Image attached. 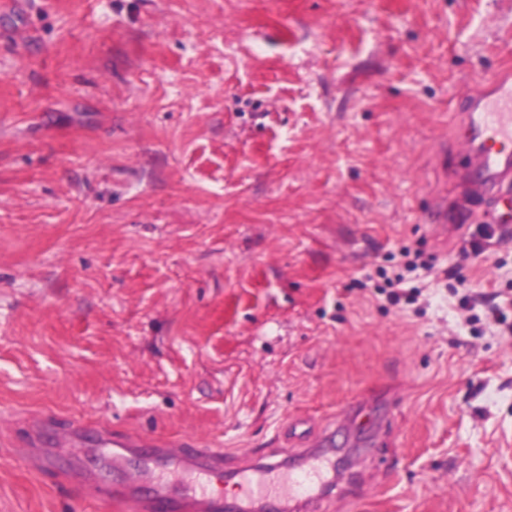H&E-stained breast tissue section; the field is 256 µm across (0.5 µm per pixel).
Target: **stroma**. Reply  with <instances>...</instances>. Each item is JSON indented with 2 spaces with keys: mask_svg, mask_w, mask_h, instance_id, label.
<instances>
[{
  "mask_svg": "<svg viewBox=\"0 0 512 512\" xmlns=\"http://www.w3.org/2000/svg\"><path fill=\"white\" fill-rule=\"evenodd\" d=\"M13 2L0 512H100L73 448L18 463L29 414L259 453L370 394L328 512H512V307H462L512 298V243L463 254L447 177L512 0Z\"/></svg>",
  "mask_w": 512,
  "mask_h": 512,
  "instance_id": "stroma-1",
  "label": "stroma"
}]
</instances>
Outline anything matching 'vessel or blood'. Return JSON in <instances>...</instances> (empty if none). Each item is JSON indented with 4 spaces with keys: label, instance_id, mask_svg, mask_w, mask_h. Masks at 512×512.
<instances>
[{
    "label": "vessel or blood",
    "instance_id": "vessel-or-blood-1",
    "mask_svg": "<svg viewBox=\"0 0 512 512\" xmlns=\"http://www.w3.org/2000/svg\"><path fill=\"white\" fill-rule=\"evenodd\" d=\"M491 85L489 92L468 95L458 129L465 162L459 201L464 206L512 202V73L500 72ZM55 426L52 418L29 424L20 453L28 469L54 468L56 450L46 431ZM60 429L79 457L93 458L94 468L79 464L74 471L85 493L111 512H322L336 487L325 467L324 449L336 433L332 427L312 436L291 422L274 448L230 462L222 449L200 445L190 436L161 439L118 432L106 424L91 429L74 420ZM102 470L118 474V481L101 483ZM217 479L240 487L241 496L226 500L213 488Z\"/></svg>",
    "mask_w": 512,
    "mask_h": 512
}]
</instances>
